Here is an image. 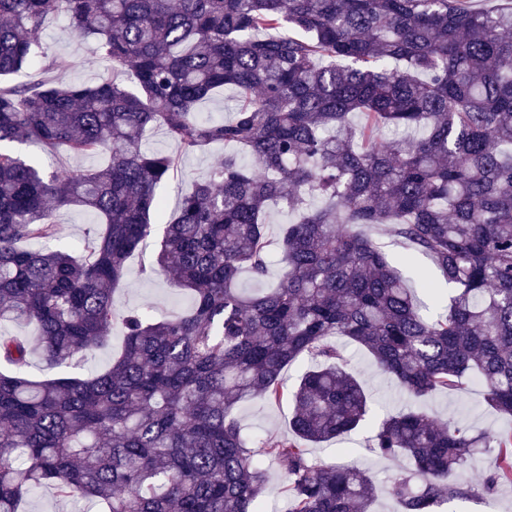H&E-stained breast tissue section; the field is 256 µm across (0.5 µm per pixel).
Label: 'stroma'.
I'll use <instances>...</instances> for the list:
<instances>
[{
    "label": "stroma",
    "mask_w": 512,
    "mask_h": 512,
    "mask_svg": "<svg viewBox=\"0 0 512 512\" xmlns=\"http://www.w3.org/2000/svg\"><path fill=\"white\" fill-rule=\"evenodd\" d=\"M41 47L50 57H62L71 60L72 68L62 72L66 81L90 84L97 80L100 63L95 54L92 38L77 37L70 29L69 22L63 17L47 20L41 35ZM19 155L31 161L44 172L61 168H78L83 170L102 166L105 155H94L87 158H74L66 151H59L50 156L33 145L18 146ZM224 157L222 148L213 147L196 152L182 159L181 167L174 180L162 184L157 193L168 204L169 208L177 206V191L186 186L190 179L205 177L211 167ZM163 232L162 224H154L152 233L147 239L146 248L136 253L128 263L127 274L114 293V303L119 311H130L144 307H152L157 316L170 317L179 315L191 306V296L184 289L172 285L164 276L152 274L150 265L157 242ZM337 345L350 368L360 378L371 398L374 417H382L392 408L407 404L408 399L400 393L396 381L388 374L380 371L372 358L357 351L346 340H338ZM122 346L120 328L112 330L111 349H90L82 357L63 370L47 368L40 355H32L27 373L31 379L43 380L56 377L64 372L70 375L87 377L102 371L110 362L112 350ZM422 409L428 411L434 420H458L468 423L478 430L496 431L512 426V420L493 412L484 402L479 386H470L461 393H441L421 401ZM292 406L289 401L270 403L254 401L239 409L236 414L241 424L252 434L254 439L267 436L283 437L289 434V419ZM370 434L366 430L353 431L336 441L313 445L309 448L311 459L319 461L346 462L357 460L367 471L371 480L379 487L380 492L372 506L373 512H399L396 500L385 493L384 488L398 472L400 463L393 459L375 456L369 449Z\"/></svg>",
    "instance_id": "stroma-1"
}]
</instances>
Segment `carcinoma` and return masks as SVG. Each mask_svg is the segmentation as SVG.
I'll use <instances>...</instances> for the list:
<instances>
[{
  "instance_id": "carcinoma-1",
  "label": "carcinoma",
  "mask_w": 512,
  "mask_h": 512,
  "mask_svg": "<svg viewBox=\"0 0 512 512\" xmlns=\"http://www.w3.org/2000/svg\"><path fill=\"white\" fill-rule=\"evenodd\" d=\"M57 14L97 40L95 84L15 81L70 68L41 51ZM220 89L233 91L231 117L200 119ZM154 128L177 152L142 147ZM3 142L109 159L45 174L0 148V323L35 325L50 367L109 345L116 320L124 342L99 373L38 381L29 342L0 333V512L45 485L105 512H263L270 463L285 479L282 512H371L366 471L308 448L362 426L374 453L408 462L388 488L402 512L512 487V428L437 424L419 407L372 422L334 343L363 349L410 399L477 382L512 418V9L0 0ZM211 145L224 159L181 193L155 259L191 307L161 321L116 313L113 293L164 210L157 188L181 155ZM273 204L291 220L271 285ZM59 207L102 220L76 252L50 247ZM369 224L432 262L447 304L422 275L427 301L416 298ZM300 357L310 368L290 392L282 372ZM284 399L286 437L256 441L234 414ZM479 448L495 462L475 488Z\"/></svg>"
}]
</instances>
